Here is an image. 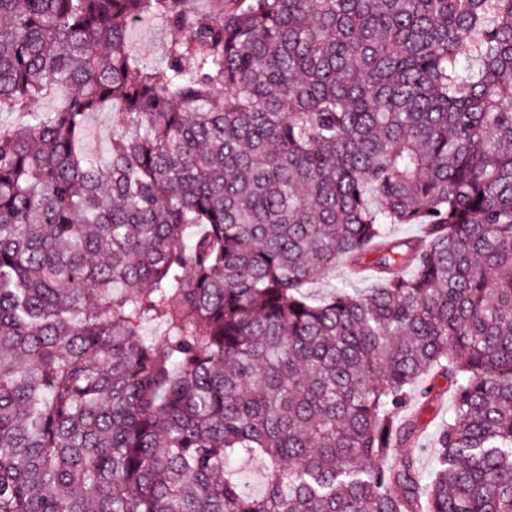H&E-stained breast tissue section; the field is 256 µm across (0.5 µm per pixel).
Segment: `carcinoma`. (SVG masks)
Instances as JSON below:
<instances>
[{"label":"carcinoma","mask_w":512,"mask_h":512,"mask_svg":"<svg viewBox=\"0 0 512 512\" xmlns=\"http://www.w3.org/2000/svg\"><path fill=\"white\" fill-rule=\"evenodd\" d=\"M212 2L0 0V512H512V0ZM175 31L164 28L154 21H143L133 26L127 34V40L143 62L149 66L165 63L167 42L174 38ZM85 150L91 153L97 163L107 168L112 149V117L107 109L88 115L82 135ZM380 283L381 280L370 274L353 276L344 264L339 263L336 266V271L327 275L312 288H308V293L312 300L317 301L333 291L335 287L336 289L348 288L352 290L357 288L358 290H367L368 288H377ZM452 408L453 400L446 393L435 410H426L424 412L425 428L420 437V443L424 448L416 454L419 467L425 477H428L436 467L438 450L436 439L443 425L448 422V416ZM238 467L247 477L249 490L254 493L260 492L266 479L265 463L259 458H249L241 460Z\"/></svg>","instance_id":"cac0c4a2"}]
</instances>
